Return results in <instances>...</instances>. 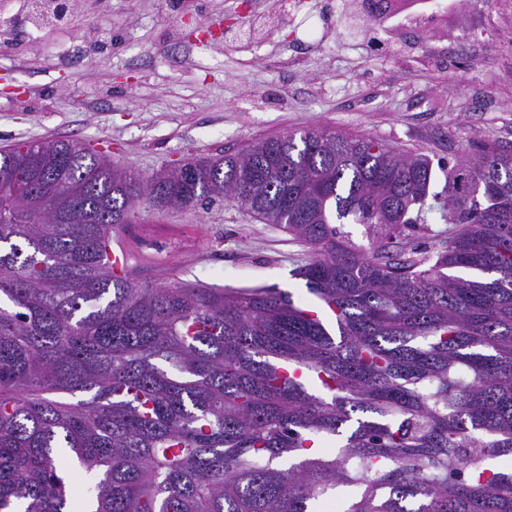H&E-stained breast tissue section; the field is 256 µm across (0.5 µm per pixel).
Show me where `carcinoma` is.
Segmentation results:
<instances>
[{
	"label": "carcinoma",
	"mask_w": 512,
	"mask_h": 512,
	"mask_svg": "<svg viewBox=\"0 0 512 512\" xmlns=\"http://www.w3.org/2000/svg\"><path fill=\"white\" fill-rule=\"evenodd\" d=\"M185 167L0 150V512H317L344 488V512H512V472L488 467L512 456V154L460 157L433 195L428 155L327 130ZM224 199L310 246L296 275L338 334L275 288L115 275L136 205ZM434 213L448 245L399 259ZM60 448L101 473L93 495Z\"/></svg>",
	"instance_id": "cac0c4a2"
}]
</instances>
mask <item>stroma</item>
Segmentation results:
<instances>
[{"label": "stroma", "instance_id": "35a3bbf8", "mask_svg": "<svg viewBox=\"0 0 512 512\" xmlns=\"http://www.w3.org/2000/svg\"><path fill=\"white\" fill-rule=\"evenodd\" d=\"M72 0L33 26L28 0L0 35V148L74 140L143 176L257 140L329 127L447 164L512 153V0ZM271 22L249 38L254 18ZM149 284L275 288L315 304L295 271L307 245L227 200L136 209Z\"/></svg>", "mask_w": 512, "mask_h": 512}]
</instances>
